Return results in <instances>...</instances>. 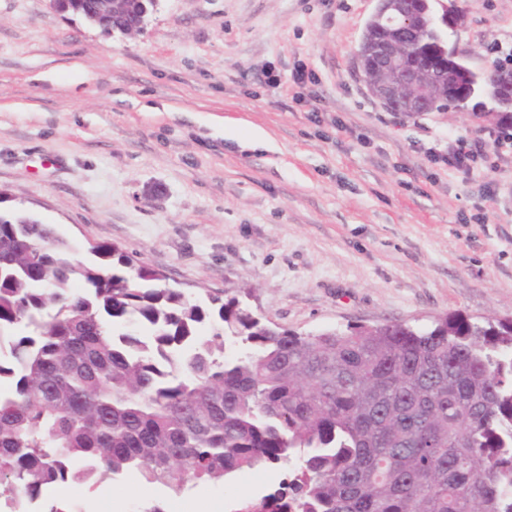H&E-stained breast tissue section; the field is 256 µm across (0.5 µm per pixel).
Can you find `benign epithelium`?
Here are the masks:
<instances>
[{"mask_svg":"<svg viewBox=\"0 0 512 512\" xmlns=\"http://www.w3.org/2000/svg\"><path fill=\"white\" fill-rule=\"evenodd\" d=\"M456 0H434L441 9V19L452 29L457 25L460 12ZM124 7L136 11L139 27H144L147 5L156 0H123ZM429 0H376L373 15L386 18L388 36L379 43L375 70L379 79L367 83L370 94L388 109L400 112H433L426 107L430 87L453 88V69L437 78L427 80L411 60V41L424 28L431 25L428 15ZM490 82L483 94L497 106L499 112H512V71L489 69Z\"/></svg>","mask_w":512,"mask_h":512,"instance_id":"7a95c632","label":"benign epithelium"}]
</instances>
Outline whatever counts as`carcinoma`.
<instances>
[{"label":"carcinoma","mask_w":512,"mask_h":512,"mask_svg":"<svg viewBox=\"0 0 512 512\" xmlns=\"http://www.w3.org/2000/svg\"><path fill=\"white\" fill-rule=\"evenodd\" d=\"M100 22L131 35L116 4ZM381 22L358 50L372 52ZM417 51L446 65L437 38ZM482 85L459 60L454 88ZM51 224L0 214V499L133 468L174 494L296 456L234 512H512V320L429 328L270 326L232 297L192 299L158 270ZM248 345L225 355V336Z\"/></svg>","instance_id":"carcinoma-1"}]
</instances>
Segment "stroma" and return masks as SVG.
<instances>
[{
	"label": "stroma",
	"mask_w": 512,
	"mask_h": 512,
	"mask_svg": "<svg viewBox=\"0 0 512 512\" xmlns=\"http://www.w3.org/2000/svg\"><path fill=\"white\" fill-rule=\"evenodd\" d=\"M459 4L449 40L473 70L512 53V0ZM374 8L158 0L126 36L0 0V210L119 247L191 298L251 289L263 323L298 333L512 319V145L468 112L382 108L356 64ZM254 129L269 147H241ZM459 139L486 145L471 170L439 160ZM291 469L178 495L129 469L52 496L68 512H225Z\"/></svg>",
	"instance_id": "obj_1"
}]
</instances>
